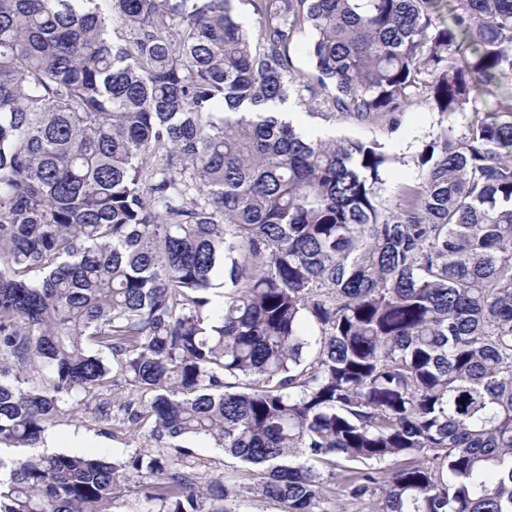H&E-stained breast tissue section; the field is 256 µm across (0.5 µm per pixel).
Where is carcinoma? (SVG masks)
<instances>
[{
    "mask_svg": "<svg viewBox=\"0 0 512 512\" xmlns=\"http://www.w3.org/2000/svg\"><path fill=\"white\" fill-rule=\"evenodd\" d=\"M232 2L0 0V445L79 401L167 445L0 459V512H512V0ZM293 93L440 123L386 198ZM190 448L198 458L199 472L204 478L224 475V480L245 481L248 478V467L239 459L224 454V449L215 448L212 441L190 439L183 443Z\"/></svg>",
    "mask_w": 512,
    "mask_h": 512,
    "instance_id": "obj_1",
    "label": "carcinoma"
}]
</instances>
